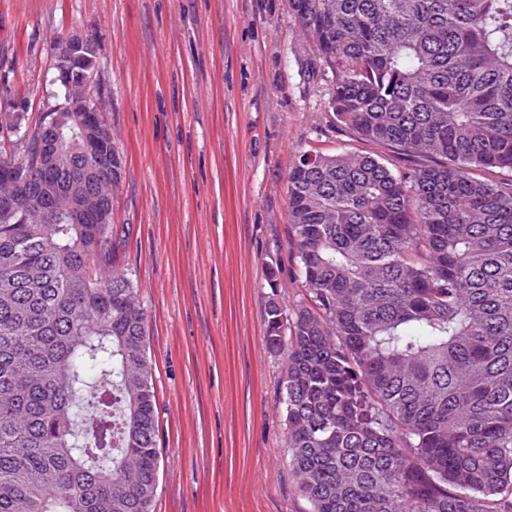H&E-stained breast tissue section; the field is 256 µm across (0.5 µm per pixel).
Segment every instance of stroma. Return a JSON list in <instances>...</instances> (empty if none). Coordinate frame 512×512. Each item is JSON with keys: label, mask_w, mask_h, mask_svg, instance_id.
Wrapping results in <instances>:
<instances>
[{"label": "stroma", "mask_w": 512, "mask_h": 512, "mask_svg": "<svg viewBox=\"0 0 512 512\" xmlns=\"http://www.w3.org/2000/svg\"><path fill=\"white\" fill-rule=\"evenodd\" d=\"M98 46L96 90L122 159L112 250L138 286L158 396L153 512H311L288 468L270 296L306 299L288 174L359 148L289 0H0V122L37 118L54 45ZM275 284H268V273Z\"/></svg>", "instance_id": "obj_1"}]
</instances>
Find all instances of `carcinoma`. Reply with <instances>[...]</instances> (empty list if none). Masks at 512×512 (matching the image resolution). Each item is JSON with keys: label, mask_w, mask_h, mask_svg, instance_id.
Masks as SVG:
<instances>
[{"label": "carcinoma", "mask_w": 512, "mask_h": 512, "mask_svg": "<svg viewBox=\"0 0 512 512\" xmlns=\"http://www.w3.org/2000/svg\"><path fill=\"white\" fill-rule=\"evenodd\" d=\"M358 139L307 152L287 232L308 302L271 298L288 467L311 512H512V0H289ZM82 112L9 128L55 209L0 208V512H152L159 412L146 315L115 267L105 146Z\"/></svg>", "instance_id": "1"}]
</instances>
